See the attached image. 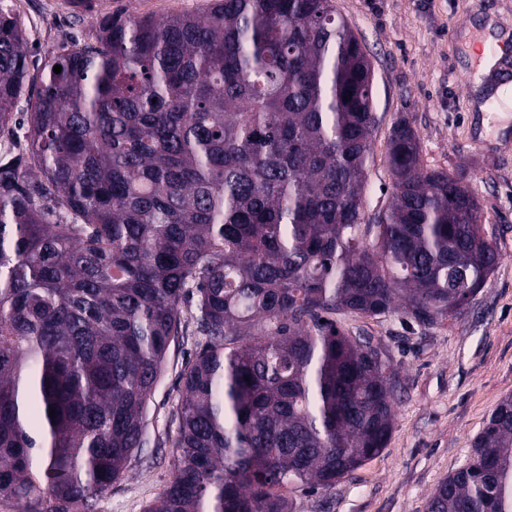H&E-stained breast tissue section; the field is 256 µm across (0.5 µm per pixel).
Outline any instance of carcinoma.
I'll list each match as a JSON object with an SVG mask.
<instances>
[{"instance_id":"carcinoma-1","label":"carcinoma","mask_w":512,"mask_h":512,"mask_svg":"<svg viewBox=\"0 0 512 512\" xmlns=\"http://www.w3.org/2000/svg\"><path fill=\"white\" fill-rule=\"evenodd\" d=\"M61 66L56 74L53 67ZM0 11V505L97 512L188 335L172 477L143 512H293L386 447L399 370L333 316L460 314L499 263L466 174L395 124L365 220L370 59L333 0L104 17L50 56ZM55 417H50V410ZM426 512H512V395Z\"/></svg>"}]
</instances>
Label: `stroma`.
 <instances>
[{
	"mask_svg": "<svg viewBox=\"0 0 512 512\" xmlns=\"http://www.w3.org/2000/svg\"><path fill=\"white\" fill-rule=\"evenodd\" d=\"M374 73L373 134L366 214L391 199V131L406 120L420 140L425 168H463L495 236L500 262L465 313L424 328L400 314L337 315L340 329L365 330L387 348L403 388L386 448L331 489L290 488L295 512H426L431 493L469 462L493 409L512 395V124L480 133L473 74L486 20L512 35V0H334ZM207 0H0L27 36L30 74L74 41L91 40L108 15L161 19L203 10ZM194 337L171 345L146 417L145 439L129 473L100 501V512H143L171 475L180 373Z\"/></svg>",
	"mask_w": 512,
	"mask_h": 512,
	"instance_id": "35a3bbf8",
	"label": "stroma"
}]
</instances>
